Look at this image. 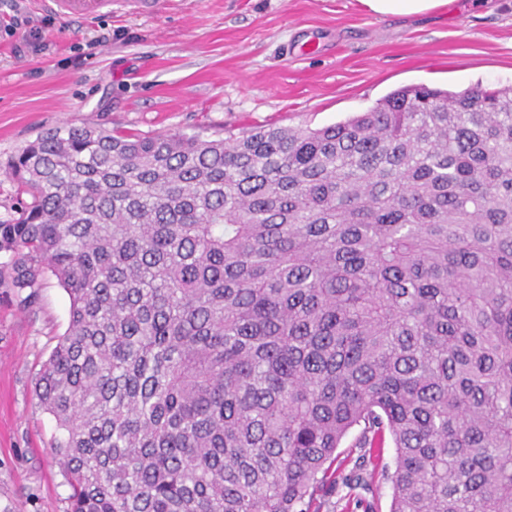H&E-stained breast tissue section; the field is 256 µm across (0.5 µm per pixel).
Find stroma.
<instances>
[{
    "label": "stroma",
    "instance_id": "1",
    "mask_svg": "<svg viewBox=\"0 0 512 512\" xmlns=\"http://www.w3.org/2000/svg\"><path fill=\"white\" fill-rule=\"evenodd\" d=\"M510 84L512 0H449L412 17L359 0H161L87 20L0 0V164L63 123L224 139L333 125L403 86ZM69 312L54 276L30 308L0 286V512H66L56 423L35 382ZM336 454L338 475L360 468L364 480L316 497L314 512H389L393 446L365 462L347 440Z\"/></svg>",
    "mask_w": 512,
    "mask_h": 512
}]
</instances>
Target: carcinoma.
<instances>
[{
  "label": "carcinoma",
  "instance_id": "cac0c4a2",
  "mask_svg": "<svg viewBox=\"0 0 512 512\" xmlns=\"http://www.w3.org/2000/svg\"><path fill=\"white\" fill-rule=\"evenodd\" d=\"M0 284L70 320L35 392L67 512H311L395 448L390 512H512V86L312 129L62 124L0 170ZM19 198L29 201L26 194L19 193L15 182L0 174V220L7 219L14 214V207L18 206Z\"/></svg>",
  "mask_w": 512,
  "mask_h": 512
}]
</instances>
